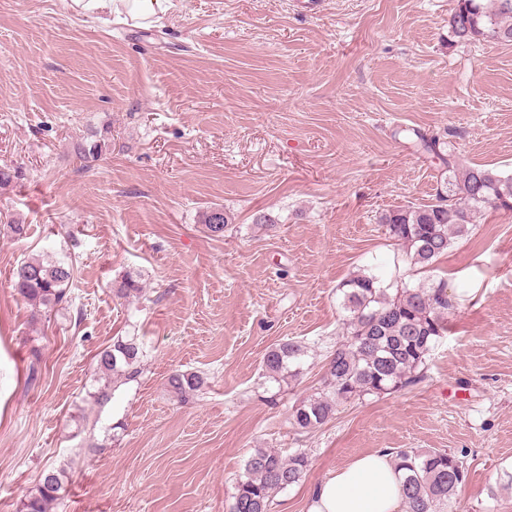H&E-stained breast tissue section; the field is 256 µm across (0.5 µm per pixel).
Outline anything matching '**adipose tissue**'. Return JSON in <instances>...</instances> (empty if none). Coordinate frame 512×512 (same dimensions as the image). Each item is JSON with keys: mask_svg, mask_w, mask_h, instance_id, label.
Instances as JSON below:
<instances>
[{"mask_svg": "<svg viewBox=\"0 0 512 512\" xmlns=\"http://www.w3.org/2000/svg\"><path fill=\"white\" fill-rule=\"evenodd\" d=\"M78 13L101 25L112 19L148 26L172 8V0H72ZM401 486L388 454L360 456L319 483L312 492L310 512H399Z\"/></svg>", "mask_w": 512, "mask_h": 512, "instance_id": "ef3b65f1", "label": "adipose tissue"}]
</instances>
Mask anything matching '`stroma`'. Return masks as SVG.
Wrapping results in <instances>:
<instances>
[{
  "label": "stroma",
  "mask_w": 512,
  "mask_h": 512,
  "mask_svg": "<svg viewBox=\"0 0 512 512\" xmlns=\"http://www.w3.org/2000/svg\"><path fill=\"white\" fill-rule=\"evenodd\" d=\"M455 0H175L148 27L101 26L68 0H0V512L49 465L55 512H228L257 448L305 450L270 512L357 457L446 449L468 470L460 512H512V214L489 212L436 262L459 305L425 377L297 432L342 332L339 286L391 283L389 209L435 203L448 169L424 151L512 172V46L449 44ZM108 141L97 158L77 145ZM234 216L223 234L201 215ZM72 259L66 309L14 291L26 258ZM140 294L118 297L125 279ZM138 337L143 370L104 408L96 356ZM307 357L278 383L262 361ZM38 359L41 374L28 381ZM176 371L206 385L187 399ZM302 356L304 349L301 345L292 341L279 343L265 354L264 371L275 381L288 377L296 379L300 374L297 366H300ZM172 392L183 397L186 394L199 392L205 385L204 377L198 373L175 372L168 378Z\"/></svg>",
  "instance_id": "stroma-1"
}]
</instances>
